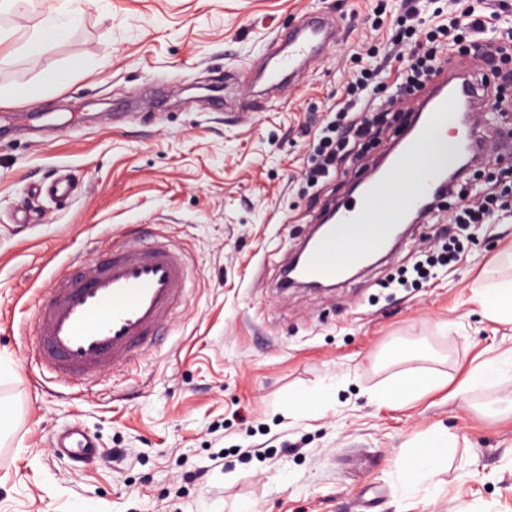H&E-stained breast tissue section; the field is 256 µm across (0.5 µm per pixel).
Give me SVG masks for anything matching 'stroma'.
<instances>
[{
  "label": "stroma",
  "mask_w": 512,
  "mask_h": 512,
  "mask_svg": "<svg viewBox=\"0 0 512 512\" xmlns=\"http://www.w3.org/2000/svg\"><path fill=\"white\" fill-rule=\"evenodd\" d=\"M399 0H85L38 58L0 57V512H512V372L469 385L512 348L475 288L512 276V219L477 226L427 282H386L439 250L458 199L387 260L333 290H283L282 266L390 145L386 130L303 189L313 135L349 71L381 58ZM335 16L337 45L269 94L249 78L276 35ZM64 70L59 85L44 72ZM67 172L69 200L36 188ZM30 223L18 225V215ZM168 240L190 259L167 336L122 375L50 381L28 327L52 275L111 245ZM419 350L406 363L398 345ZM438 388L382 403L407 366ZM303 392L312 408L296 407ZM80 421L111 461L52 447ZM436 431L455 446L429 480L399 463Z\"/></svg>",
  "instance_id": "stroma-1"
}]
</instances>
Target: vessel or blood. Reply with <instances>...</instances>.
<instances>
[{
	"label": "vessel or blood",
	"mask_w": 512,
	"mask_h": 512,
	"mask_svg": "<svg viewBox=\"0 0 512 512\" xmlns=\"http://www.w3.org/2000/svg\"><path fill=\"white\" fill-rule=\"evenodd\" d=\"M338 21L307 14L288 34L287 51L272 50L268 77L312 62L335 47ZM482 96L468 73L440 77L419 109L414 130L388 162L361 181L358 199L339 205L305 252L298 276L305 282L337 285L351 269L392 247L398 225L434 194L442 170L434 161L444 144L456 157L476 151L479 134L462 120V102ZM189 260L164 242H130L106 259L70 262L52 282L35 313L32 334L42 370L67 380L97 378L126 370L139 360L185 299ZM55 448L76 462L97 452L79 427L57 434Z\"/></svg>",
	"instance_id": "b4317fda"
}]
</instances>
